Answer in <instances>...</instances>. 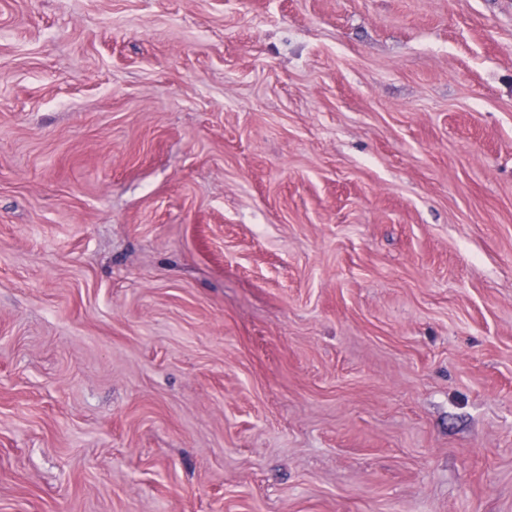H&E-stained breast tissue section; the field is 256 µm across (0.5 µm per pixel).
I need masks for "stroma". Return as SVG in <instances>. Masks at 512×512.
<instances>
[{
    "instance_id": "stroma-1",
    "label": "stroma",
    "mask_w": 512,
    "mask_h": 512,
    "mask_svg": "<svg viewBox=\"0 0 512 512\" xmlns=\"http://www.w3.org/2000/svg\"><path fill=\"white\" fill-rule=\"evenodd\" d=\"M0 512H512V0H0Z\"/></svg>"
}]
</instances>
